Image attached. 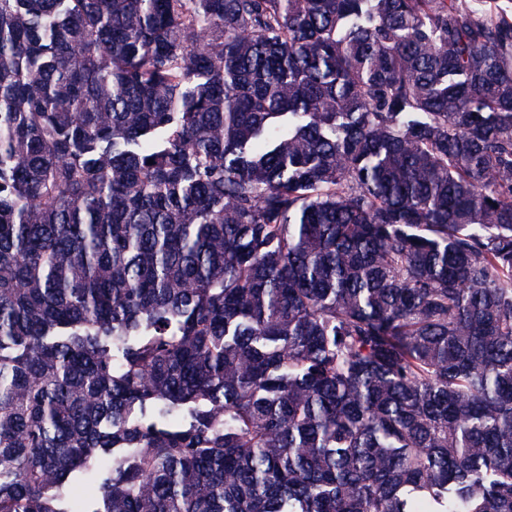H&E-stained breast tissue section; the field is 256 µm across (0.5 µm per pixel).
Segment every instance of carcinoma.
Wrapping results in <instances>:
<instances>
[{"instance_id": "1", "label": "carcinoma", "mask_w": 512, "mask_h": 512, "mask_svg": "<svg viewBox=\"0 0 512 512\" xmlns=\"http://www.w3.org/2000/svg\"><path fill=\"white\" fill-rule=\"evenodd\" d=\"M0 512H512V0H0Z\"/></svg>"}]
</instances>
